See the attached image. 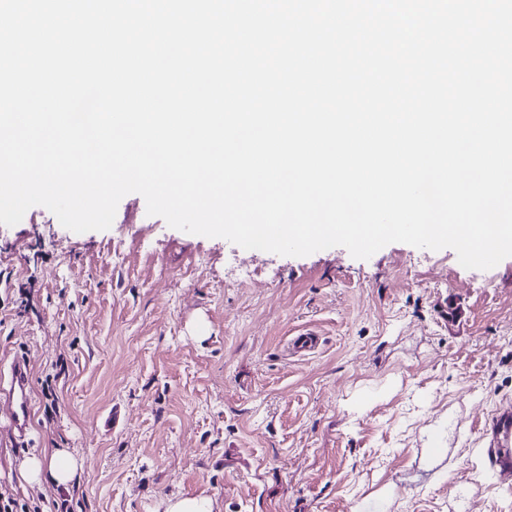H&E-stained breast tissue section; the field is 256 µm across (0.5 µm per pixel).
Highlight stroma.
I'll return each mask as SVG.
<instances>
[{
	"instance_id": "stroma-1",
	"label": "stroma",
	"mask_w": 512,
	"mask_h": 512,
	"mask_svg": "<svg viewBox=\"0 0 512 512\" xmlns=\"http://www.w3.org/2000/svg\"><path fill=\"white\" fill-rule=\"evenodd\" d=\"M17 357L31 445L0 403V493L30 512H512L482 428L512 405V257L280 256L173 229L136 193L104 231L35 206L0 225V368ZM52 448L78 460L70 486L23 487ZM165 512H212L211 502L205 498L176 497L170 499Z\"/></svg>"
}]
</instances>
